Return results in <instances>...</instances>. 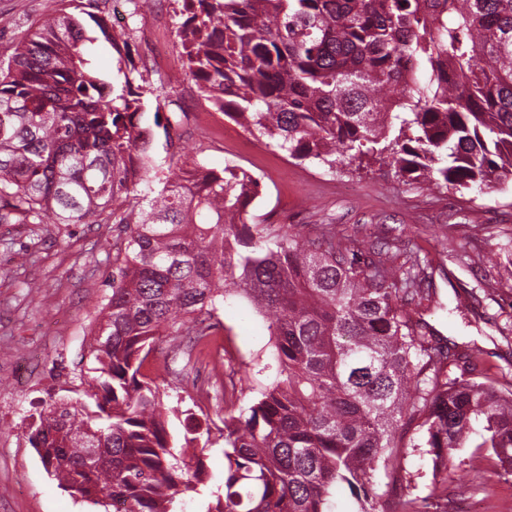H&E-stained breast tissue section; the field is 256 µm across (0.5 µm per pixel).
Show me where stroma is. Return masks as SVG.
Segmentation results:
<instances>
[{
    "label": "stroma",
    "mask_w": 512,
    "mask_h": 512,
    "mask_svg": "<svg viewBox=\"0 0 512 512\" xmlns=\"http://www.w3.org/2000/svg\"><path fill=\"white\" fill-rule=\"evenodd\" d=\"M60 0H0V55L13 48L14 25L38 19ZM99 11L121 18L133 58H140L144 36L154 25L176 33L174 0L134 8L131 0H98ZM177 135L171 154H187L220 170L235 163L232 145L194 130L190 112L161 111ZM251 172L264 188L249 214L255 221L314 235L332 224L353 249H367L371 238L400 247H418L429 262L433 300L423 316L459 353L483 351L486 366L512 375V280L500 278L512 248V177L477 193L430 192L425 182L395 175L375 163L362 170L332 171L309 161H285L265 140L247 137ZM115 224H0V512H90V506L61 487L28 442L31 414L51 397L73 390L81 403L74 369L91 338L94 320L112 293ZM465 252V259L443 253L442 242ZM494 282L491 296L473 301L476 282ZM226 358L222 373L196 364L178 375L161 372L154 380L166 406L181 405L218 419L224 414L223 377L247 376L260 390L275 369L272 338L265 322L243 302L219 306ZM203 456L210 477L207 491L189 494L179 512H206L211 490L224 480L219 431ZM402 471L395 483L379 477L400 495L427 497L433 470L424 449L412 447L411 433H400ZM470 449L448 464V512H512V473L488 468L483 481H471Z\"/></svg>",
    "instance_id": "obj_1"
}]
</instances>
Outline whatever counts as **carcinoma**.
Listing matches in <instances>:
<instances>
[{
    "label": "carcinoma",
    "instance_id": "obj_1",
    "mask_svg": "<svg viewBox=\"0 0 512 512\" xmlns=\"http://www.w3.org/2000/svg\"><path fill=\"white\" fill-rule=\"evenodd\" d=\"M175 2L200 95L289 158L379 162L440 191L512 173V0ZM96 25L117 54L109 74L65 7L17 27L0 58V223L123 233L78 374L94 407L66 396L28 424L59 485L103 512H176L206 486L211 427L165 407L142 369L168 336L184 372L235 301L267 323L276 366L252 405L224 400L223 490L206 512H333L339 486L359 512H387L377 474H396L395 436L411 427L436 477L460 448L476 449V481L484 461L512 472V379L478 349L452 354L423 319L418 261L370 258L332 224L314 237L248 224L261 194L249 170L158 159L164 104L134 85L122 36Z\"/></svg>",
    "mask_w": 512,
    "mask_h": 512
}]
</instances>
